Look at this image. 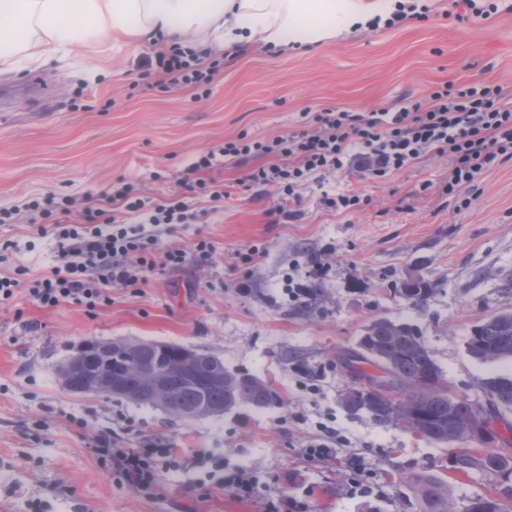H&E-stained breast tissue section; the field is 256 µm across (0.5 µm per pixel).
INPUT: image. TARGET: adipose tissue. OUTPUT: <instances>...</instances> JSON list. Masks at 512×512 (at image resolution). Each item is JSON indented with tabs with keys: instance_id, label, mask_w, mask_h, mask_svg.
Returning a JSON list of instances; mask_svg holds the SVG:
<instances>
[{
	"instance_id": "1",
	"label": "adipose tissue",
	"mask_w": 512,
	"mask_h": 512,
	"mask_svg": "<svg viewBox=\"0 0 512 512\" xmlns=\"http://www.w3.org/2000/svg\"><path fill=\"white\" fill-rule=\"evenodd\" d=\"M409 0H0V72L146 42L232 52L319 44L386 21Z\"/></svg>"
}]
</instances>
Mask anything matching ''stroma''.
<instances>
[{"label": "stroma", "instance_id": "stroma-1", "mask_svg": "<svg viewBox=\"0 0 512 512\" xmlns=\"http://www.w3.org/2000/svg\"><path fill=\"white\" fill-rule=\"evenodd\" d=\"M494 2L486 20L464 18L454 0H425L424 18L392 27L288 50L253 45L225 56L200 98L138 85L150 44L79 66L52 59L0 74V87L36 74L54 89L44 111L18 101L0 107V209L17 212L0 224V274L22 268L32 279L55 262L57 242L38 234L29 202L68 198L77 210L127 184L151 205L177 190L200 155L241 136L269 141L303 130L309 110H397L447 86L512 94V0ZM258 164L217 157L223 207L189 200L185 220L157 244L161 253L184 251V263L143 272L136 286L112 282L111 304L44 307L23 289L0 302V512H260L269 493L305 497L307 512H418L403 478L422 473L447 480L457 512L494 493L492 478L450 470L446 447L351 414L342 395L352 373L378 374L354 354L364 327L388 318L416 325L449 388L488 407L486 380L511 374L512 362L480 361L467 343L479 321L512 311L501 288L512 275V160L495 161L465 209L442 195L448 159L436 154L379 179L327 174L301 186L295 202L276 186L248 185ZM353 194L355 208L326 204ZM201 239L212 247L205 260L194 254ZM410 274L436 286L425 310L394 294ZM291 285L316 300H289ZM119 338L209 352L271 384L281 401L174 422L63 385L57 367L82 342ZM324 426L344 441L331 460H307L301 450ZM102 434L120 448L173 449L180 467L144 496L99 464ZM356 458L371 473L370 489L351 497ZM218 460L228 472L246 469L257 498L205 481Z\"/></svg>", "mask_w": 512, "mask_h": 512}]
</instances>
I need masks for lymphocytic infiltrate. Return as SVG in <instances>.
I'll return each instance as SVG.
<instances>
[{"label":"lymphocytic infiltrate","instance_id":"1","mask_svg":"<svg viewBox=\"0 0 512 512\" xmlns=\"http://www.w3.org/2000/svg\"><path fill=\"white\" fill-rule=\"evenodd\" d=\"M141 67L143 76L162 74L165 88L204 91L224 62L176 47L145 56ZM307 123V130L269 141L242 136L226 141L219 153H208L192 164L183 187L211 201H223V185L207 175L220 155L264 158V165L251 170L250 184L274 185L290 197L297 187L328 173L353 168L382 178L436 153L448 158L443 194L466 207L471 203L470 190L490 165L499 158L512 159V99L497 86L443 89L433 92L426 104L394 112L326 108L308 115ZM142 207L141 199L125 186L103 194L101 206L83 207L78 221L53 222L49 230L58 240V255L50 274L27 282L0 275V301L24 287L42 306L68 301L92 310L110 303L112 282L139 284L134 267L151 269L159 262L181 265L182 250L160 254L156 244L160 226L183 217L188 208L184 197L174 195L155 205L147 223L139 227L119 220V212L136 213ZM95 454L115 478L149 493L157 490L161 471L176 465L171 449L116 448L106 435L98 438Z\"/></svg>","mask_w":512,"mask_h":512}]
</instances>
